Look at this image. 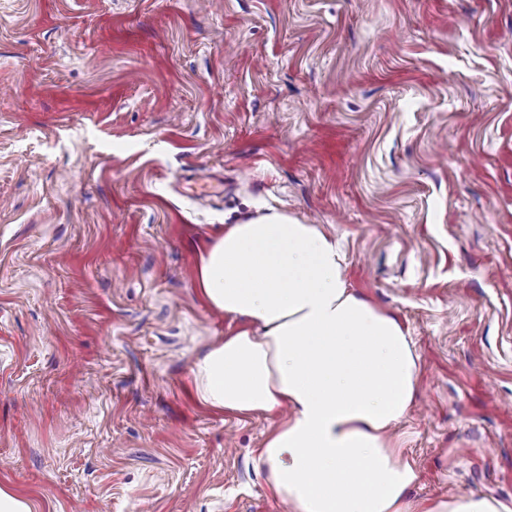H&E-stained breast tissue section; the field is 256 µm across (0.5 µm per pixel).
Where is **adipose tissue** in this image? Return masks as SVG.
I'll return each mask as SVG.
<instances>
[{"instance_id":"ef3b65f1","label":"adipose tissue","mask_w":512,"mask_h":512,"mask_svg":"<svg viewBox=\"0 0 512 512\" xmlns=\"http://www.w3.org/2000/svg\"><path fill=\"white\" fill-rule=\"evenodd\" d=\"M199 296L243 319L190 376L219 411L278 417L257 459L290 512H512L460 493L418 509V479L392 433L413 402L419 357L401 322L348 287L344 256L317 224L276 209L220 228L199 252Z\"/></svg>"}]
</instances>
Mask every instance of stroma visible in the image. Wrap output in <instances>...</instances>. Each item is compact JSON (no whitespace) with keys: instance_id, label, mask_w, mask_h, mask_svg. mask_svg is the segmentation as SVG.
Instances as JSON below:
<instances>
[{"instance_id":"obj_1","label":"stroma","mask_w":512,"mask_h":512,"mask_svg":"<svg viewBox=\"0 0 512 512\" xmlns=\"http://www.w3.org/2000/svg\"><path fill=\"white\" fill-rule=\"evenodd\" d=\"M270 207L408 330L410 498L512 499V0H0V484L287 512L190 378L198 250Z\"/></svg>"}]
</instances>
